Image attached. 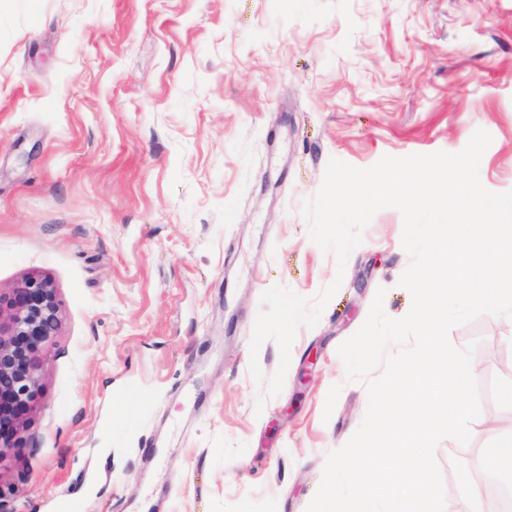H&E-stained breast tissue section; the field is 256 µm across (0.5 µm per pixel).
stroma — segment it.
<instances>
[{"label":"stroma","mask_w":512,"mask_h":512,"mask_svg":"<svg viewBox=\"0 0 512 512\" xmlns=\"http://www.w3.org/2000/svg\"><path fill=\"white\" fill-rule=\"evenodd\" d=\"M479 129L482 185L512 190V0H0V297L43 275L61 306L0 512H306L368 407L338 348L378 289L395 319L412 296L398 210L342 265L301 204L330 160ZM337 278L256 411L263 292ZM449 339L478 344L480 414L435 449L444 512H479L462 467L512 426V318Z\"/></svg>","instance_id":"35a3bbf8"}]
</instances>
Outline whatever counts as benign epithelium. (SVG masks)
Returning <instances> with one entry per match:
<instances>
[{"label": "benign epithelium", "instance_id": "1", "mask_svg": "<svg viewBox=\"0 0 512 512\" xmlns=\"http://www.w3.org/2000/svg\"><path fill=\"white\" fill-rule=\"evenodd\" d=\"M61 328L57 289L43 276L27 278L0 303V452L21 441L19 412L40 391L43 366Z\"/></svg>", "mask_w": 512, "mask_h": 512}]
</instances>
